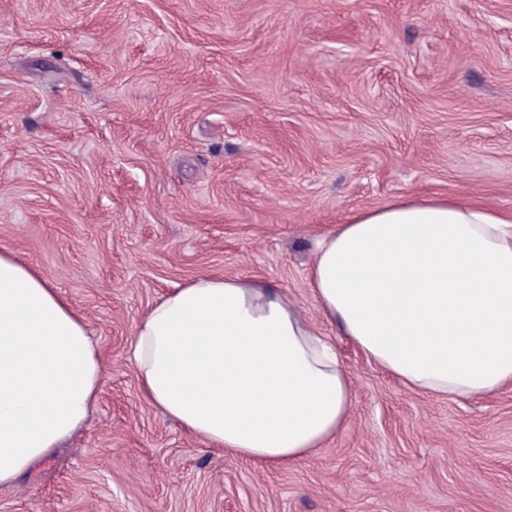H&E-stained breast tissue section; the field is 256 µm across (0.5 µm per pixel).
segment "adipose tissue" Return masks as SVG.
Wrapping results in <instances>:
<instances>
[{"mask_svg": "<svg viewBox=\"0 0 512 512\" xmlns=\"http://www.w3.org/2000/svg\"><path fill=\"white\" fill-rule=\"evenodd\" d=\"M308 281L321 315L404 386L474 397L512 384V216L398 197L319 240ZM130 346L151 405L253 462L306 457L352 405L334 339L261 281L195 277L148 307ZM102 377L85 318L0 247V488L73 435Z\"/></svg>", "mask_w": 512, "mask_h": 512, "instance_id": "obj_1", "label": "adipose tissue"}]
</instances>
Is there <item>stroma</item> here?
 <instances>
[{"label": "stroma", "mask_w": 512, "mask_h": 512, "mask_svg": "<svg viewBox=\"0 0 512 512\" xmlns=\"http://www.w3.org/2000/svg\"><path fill=\"white\" fill-rule=\"evenodd\" d=\"M400 196L512 212V0H0V246L104 366L0 512H512V386L410 390L308 288L320 238ZM213 272L336 339L354 402L301 460L237 457L142 394L139 317Z\"/></svg>", "instance_id": "stroma-1"}]
</instances>
